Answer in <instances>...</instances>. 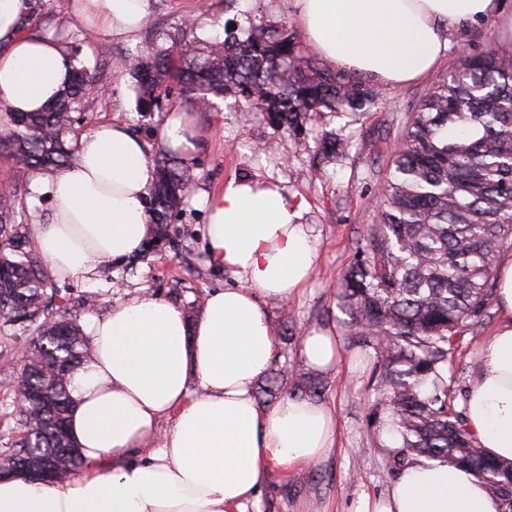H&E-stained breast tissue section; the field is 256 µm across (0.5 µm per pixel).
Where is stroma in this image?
Masks as SVG:
<instances>
[{
    "instance_id": "obj_1",
    "label": "stroma",
    "mask_w": 512,
    "mask_h": 512,
    "mask_svg": "<svg viewBox=\"0 0 512 512\" xmlns=\"http://www.w3.org/2000/svg\"><path fill=\"white\" fill-rule=\"evenodd\" d=\"M30 16L23 22L26 34H73L77 64L103 69L108 91L89 99L90 112L76 127L85 134L99 124L124 122L141 134L150 152H157L156 136L170 110H189L188 102L170 98L160 110L139 111L130 76L115 71L114 62L128 54L155 47L156 33L174 32L188 15L196 16L195 35L208 40L223 37L229 19L283 22L296 26L295 0H148V16L132 36H95L69 20L70 0H32ZM499 42L492 21H480L450 33L448 48L438 67L422 79L403 86L381 87V102L360 119L348 114L324 113L295 138L277 130L266 113L241 109L226 98L218 109L194 113L199 150L194 161L197 176L193 194L171 225L172 242L158 253L106 266L97 283L60 280L57 300L79 321L106 313L111 303L134 295L156 296L180 305L198 317L209 293L223 287V272L212 269L202 244L206 211L202 193L221 187L233 176H250L280 182L303 196L305 215L319 240L320 261L308 285L288 302H267L266 308L277 337L275 366L301 368L300 339L305 332L324 325L333 327L342 356L335 371L322 374L325 403L333 406L338 420L336 443L329 457L291 474L274 471L261 502V512H350L363 496L385 495L398 478L393 458L397 436L373 424L378 395L371 387L376 354L359 345L348 328L349 317L334 296L339 274L354 261L355 246L367 226L374 223L380 204V184L386 174L387 146L396 143L407 113L415 111L434 82L447 76L462 50L481 51ZM349 139L346 159L323 161L317 140L323 133ZM32 173L20 165L0 161V190L20 191L26 210L49 222L53 205L31 190ZM94 306H86L87 296ZM497 323L489 315L484 324L455 338L448 352L445 378L448 405L461 413L476 369L478 347Z\"/></svg>"
}]
</instances>
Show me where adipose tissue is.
Returning <instances> with one entry per match:
<instances>
[{
  "label": "adipose tissue",
  "mask_w": 512,
  "mask_h": 512,
  "mask_svg": "<svg viewBox=\"0 0 512 512\" xmlns=\"http://www.w3.org/2000/svg\"><path fill=\"white\" fill-rule=\"evenodd\" d=\"M297 20L319 56L372 83L400 86L432 72L454 29L494 21L512 49V0H295ZM30 0H0V109L38 112L70 70L47 36H24ZM148 0H72L89 31L129 35ZM155 164L123 123L80 137L75 160L40 173L34 191L54 203L33 227L55 278L96 282L102 267L140 253L149 234ZM208 261L230 283L213 291L200 316L137 296L87 320L92 359L71 379L69 431L82 468L62 485L0 480V512H248L272 468L324 460L336 442V415L322 401L284 397L259 404L255 385L269 369L276 338L265 306L288 301L314 276L319 248L306 224L308 203L272 181L229 179L204 195ZM500 319L478 353L465 405L477 441L512 460V256L498 269ZM330 328L302 336L309 369L337 364ZM355 512H501L465 470L436 460L405 468L381 497Z\"/></svg>",
  "instance_id": "1"
}]
</instances>
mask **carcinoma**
Segmentation results:
<instances>
[{
	"label": "carcinoma",
	"mask_w": 512,
	"mask_h": 512,
	"mask_svg": "<svg viewBox=\"0 0 512 512\" xmlns=\"http://www.w3.org/2000/svg\"><path fill=\"white\" fill-rule=\"evenodd\" d=\"M229 25L225 38L199 47L196 22L188 18L155 51L121 59L144 111L160 107L174 88L204 112L230 95L299 138L323 112L364 114L378 104L376 89L304 55L285 24ZM100 81L98 69L71 66L67 87L45 109L11 116L0 132V158L19 157L32 173L69 168L75 157L69 136L90 87ZM320 149L338 162L348 141L324 137ZM154 162L149 224L154 238L168 244L171 219L193 191V167L167 147ZM381 194L376 223L336 293L350 331L377 355L372 383L381 400L374 423L398 436L395 464L425 457L462 467L512 512V460L490 456L448 410L444 377L454 338L488 317L495 260L512 247L511 55L489 46L458 58L434 83L388 150ZM35 223L15 193H0V323L27 332L33 346L24 376L6 377L3 385L15 395L35 385L50 398L19 408L23 435L6 460L22 454L31 465L51 461L63 483L81 459L59 453L72 446L62 428L71 405L69 376L48 367L68 360L75 371L91 351L77 320L54 302V279L31 233ZM287 387L301 397L325 391L319 378L285 367L266 379L261 393L272 401Z\"/></svg>",
	"instance_id": "1"
}]
</instances>
